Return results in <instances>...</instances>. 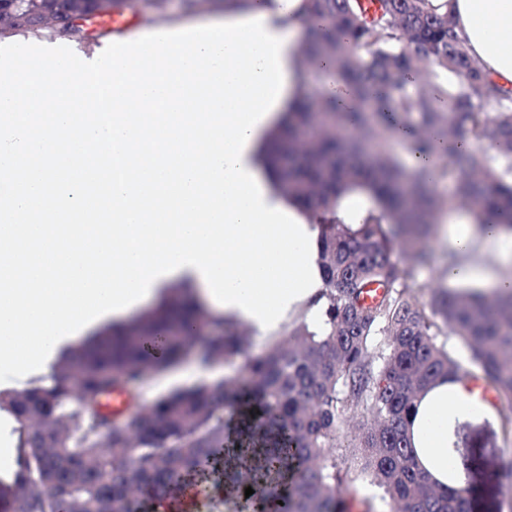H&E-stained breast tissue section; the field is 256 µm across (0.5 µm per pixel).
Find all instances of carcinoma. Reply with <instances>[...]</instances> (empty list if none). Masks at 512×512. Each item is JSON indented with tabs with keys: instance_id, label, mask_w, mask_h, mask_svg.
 Here are the masks:
<instances>
[{
	"instance_id": "cac0c4a2",
	"label": "carcinoma",
	"mask_w": 512,
	"mask_h": 512,
	"mask_svg": "<svg viewBox=\"0 0 512 512\" xmlns=\"http://www.w3.org/2000/svg\"><path fill=\"white\" fill-rule=\"evenodd\" d=\"M299 0L305 21L297 57L303 97L267 137L263 165L275 186L299 204L318 230L324 315L319 331L305 315L288 334L249 354L250 336L224 317L191 307L184 287L141 318L96 334L63 354L51 376L23 390H0V411L18 423L14 479L0 478V512H141L144 492L174 491V475L225 453L259 454L273 486L224 478L279 501L278 512H349L351 473L370 471L388 512H501L484 489L443 490L417 469L410 417L420 394L471 371L442 337L468 344L472 360L501 398L512 428V292L491 294L441 284L429 299L412 295L418 268L430 262L423 241L448 207H466L477 227L512 231V95L487 80L443 5L433 0ZM232 13L252 0H0V36L43 24L81 42L85 23L128 10L143 21L204 4ZM315 61H329L351 90L350 105L309 83ZM436 158L411 167L395 153ZM293 158L285 167L281 154ZM446 182L451 194L428 186ZM355 194L370 201L360 223L338 216ZM381 293L367 301L370 288ZM389 336L371 353L374 336ZM204 359L246 357L244 380H203L122 417L99 409L114 387L132 393L141 375L183 358L194 338ZM240 407L238 446L225 447L224 405ZM373 423L350 433L352 455L336 454L355 414Z\"/></svg>"
}]
</instances>
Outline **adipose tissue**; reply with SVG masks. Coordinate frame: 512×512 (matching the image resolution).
I'll return each mask as SVG.
<instances>
[{
    "instance_id": "1",
    "label": "adipose tissue",
    "mask_w": 512,
    "mask_h": 512,
    "mask_svg": "<svg viewBox=\"0 0 512 512\" xmlns=\"http://www.w3.org/2000/svg\"><path fill=\"white\" fill-rule=\"evenodd\" d=\"M279 11H272L266 0H257L251 15L265 18L267 31L287 36L281 53L285 73V87L278 101L286 107L299 94L296 80V44L303 30L302 23L291 16L298 0H279ZM449 18L464 38L468 52L479 62L484 74L503 90H512V0H443ZM278 119L277 111L266 114L253 130L243 152L244 168L255 174L263 190L267 206H278L287 212L295 207L286 203L273 186L272 178L258 159L259 146ZM453 246L461 257L449 267L447 277L452 282H478L507 292L512 290V279L497 275L482 264L471 261L474 245L471 225L474 217L466 210L448 213ZM490 406L476 402L459 385L439 382L421 399L412 420L413 446L416 462L432 481L441 488L458 487L463 483V470L456 453L455 431L461 423L491 416Z\"/></svg>"
}]
</instances>
